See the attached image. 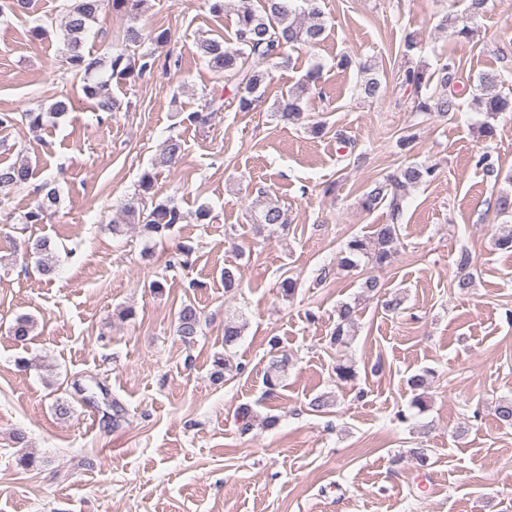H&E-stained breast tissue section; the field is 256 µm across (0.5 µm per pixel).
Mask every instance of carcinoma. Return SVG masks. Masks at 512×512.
Returning <instances> with one entry per match:
<instances>
[{
  "label": "carcinoma",
  "mask_w": 512,
  "mask_h": 512,
  "mask_svg": "<svg viewBox=\"0 0 512 512\" xmlns=\"http://www.w3.org/2000/svg\"><path fill=\"white\" fill-rule=\"evenodd\" d=\"M236 21L233 45L227 46L224 40L200 38L196 42L197 53L205 60L208 67L224 75V80L242 88L243 93L238 97V109L250 112L259 101V91L269 77L262 70H245L244 62L252 57L265 61L272 59L288 62V50L297 46L314 48L323 40L326 21L320 9L318 0H236ZM144 0H69V5L62 29V41L66 49L67 62L70 68L80 74L83 79L82 93L91 101L98 112L112 113L121 110V101L112 94V80L141 79L151 73L155 65V57L151 52L131 53L129 49L141 46L147 38L144 26L141 24V13ZM487 0H468L465 16L452 20L443 18L442 25L453 29V34L459 38H469L471 29L469 20L479 16L486 8ZM112 9L123 13L128 18V24L123 30L122 43L125 48L112 53L110 56H96L86 51L84 41L93 24L99 21L101 14ZM361 72L364 80L359 85L362 95L370 99H380L385 96V89L380 78L372 73V66L363 65ZM321 78L319 66H313L307 71L300 91H288L282 94L276 108L279 119L292 124L308 123L315 134L324 129V124L311 122L303 106V92L310 86H318ZM405 83L420 89L434 83L441 92L424 98H418L415 111L426 115L435 113L446 117L456 110L457 83L455 63L443 62L433 72L429 73L420 65L405 71ZM498 79L494 74H484L478 79L475 104L485 113L486 121L480 125L483 137L493 136L494 126L491 121L503 112H512V96L504 95L497 90ZM70 100L58 99L48 109L29 110L17 114L15 112H0V131L12 127L20 119L35 132L41 130L45 121L58 119L69 111ZM221 110L215 100H210L206 109L192 112L188 120L198 125L208 124L214 113ZM182 152V142L177 137H169L163 143L156 165L168 166ZM33 175L30 165L25 161L8 165L0 164V189L22 188L29 183ZM436 177V167L428 163H409L400 175L389 177L366 189L358 199V206L371 212L385 205L390 208L392 216L396 217L402 210L406 190L432 182ZM139 187L142 196L128 202L123 208L122 223L112 225V234L120 235L132 224L141 225L144 232L151 235L163 236L175 225L188 220L196 224H210L214 216L206 205L199 206L193 212H183L173 200L156 201L147 209L140 206L143 196L153 187V175L145 172L141 176ZM38 192L42 198L30 207L22 216L21 223L42 224L49 210L58 209L60 203L59 190L51 182H44ZM251 221L257 229L269 226L284 227L287 225L286 214L281 206L270 198L266 192H258L254 203ZM400 242L399 224H377L369 236H353L341 251L339 266L349 272L359 269L365 261L377 268H384L392 261L397 244ZM32 254L38 257V268L42 275L53 272V251L51 241L37 238L31 245ZM458 280L456 288L465 291L473 283L469 272L473 264L472 255L463 250L456 260ZM356 310L345 304L337 310L336 325L330 336V343L337 347L349 344L350 329L355 324ZM201 313L193 304L183 305L177 314L176 332L181 339L190 343L197 336L200 326ZM34 320L27 314L16 316L10 332L20 341H25L33 333ZM288 365V355L271 358L264 383L272 391L278 386L280 374L285 372ZM430 372L414 374L407 380L409 389L414 393L413 404L419 410L427 408L424 390L429 388Z\"/></svg>",
  "instance_id": "carcinoma-1"
}]
</instances>
